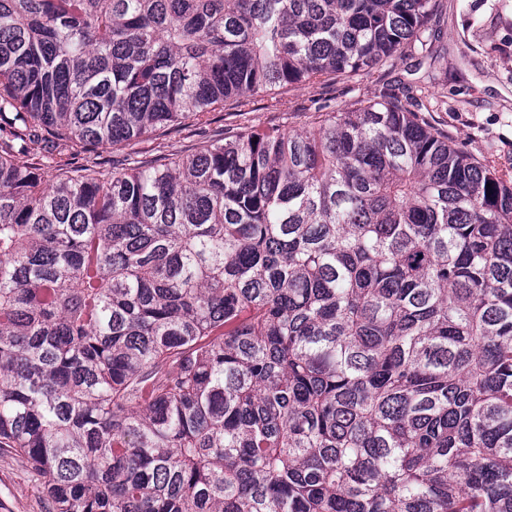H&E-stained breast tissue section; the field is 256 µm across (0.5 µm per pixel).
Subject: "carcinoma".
<instances>
[{"instance_id": "obj_1", "label": "carcinoma", "mask_w": 512, "mask_h": 512, "mask_svg": "<svg viewBox=\"0 0 512 512\" xmlns=\"http://www.w3.org/2000/svg\"><path fill=\"white\" fill-rule=\"evenodd\" d=\"M431 0H0V449L52 512H512V175L394 95L54 179L371 75Z\"/></svg>"}]
</instances>
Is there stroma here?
<instances>
[{
    "label": "stroma",
    "instance_id": "1",
    "mask_svg": "<svg viewBox=\"0 0 512 512\" xmlns=\"http://www.w3.org/2000/svg\"><path fill=\"white\" fill-rule=\"evenodd\" d=\"M432 47L414 44L372 75L331 76L279 89V110L259 93L245 109L217 105L203 124L185 121L128 145L100 148L102 168L124 169L194 151L250 128L294 130L329 112H343L410 88L427 105L422 118L450 144L480 163L512 171V0H436L427 22ZM0 512H49L40 476L8 449L0 450Z\"/></svg>",
    "mask_w": 512,
    "mask_h": 512
}]
</instances>
